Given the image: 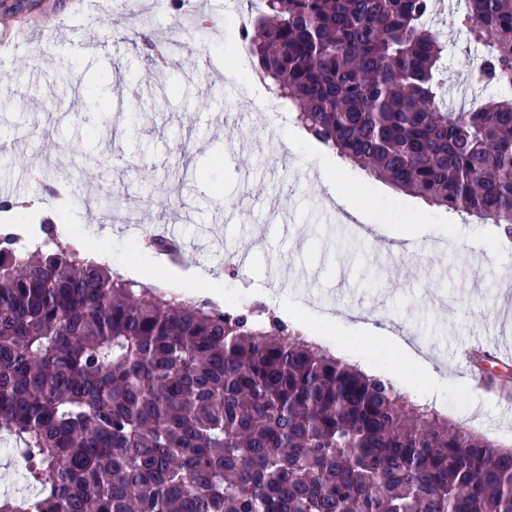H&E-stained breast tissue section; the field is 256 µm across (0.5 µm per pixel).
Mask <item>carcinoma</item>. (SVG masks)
Returning a JSON list of instances; mask_svg holds the SVG:
<instances>
[{
    "instance_id": "1",
    "label": "carcinoma",
    "mask_w": 512,
    "mask_h": 512,
    "mask_svg": "<svg viewBox=\"0 0 512 512\" xmlns=\"http://www.w3.org/2000/svg\"><path fill=\"white\" fill-rule=\"evenodd\" d=\"M433 0H264L242 44L318 143L512 237V98L439 107ZM512 89V0H465ZM133 43L155 53L147 25ZM0 233V420L33 497L0 512H512V449L407 401L288 324Z\"/></svg>"
}]
</instances>
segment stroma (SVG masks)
<instances>
[{
	"instance_id": "obj_1",
	"label": "stroma",
	"mask_w": 512,
	"mask_h": 512,
	"mask_svg": "<svg viewBox=\"0 0 512 512\" xmlns=\"http://www.w3.org/2000/svg\"><path fill=\"white\" fill-rule=\"evenodd\" d=\"M14 2L0 0L8 36V56L0 62V138L10 151L0 184L27 174L18 198L43 216L52 213L46 185L88 197L99 183L110 184L123 210L146 199L151 220L181 215L186 248L180 261H170L142 236L97 222L95 207L71 210L57 227L60 239L74 240L77 225H94L106 241L107 263L127 277L141 279L151 268L168 290L218 303L227 289L259 282L244 301L298 324L342 360L366 369L379 358V376L398 370L394 385L414 403H426L430 376L440 374L446 385L439 410L450 423L512 448V369L490 362L488 387L458 383L470 367L467 346L501 332L512 340V251L495 226L394 191L344 161V196L365 207L381 233L371 240L341 237L351 222L327 201L318 176L332 151L307 137L293 150L268 141L270 116L285 104L252 106L239 86L224 81L226 50L237 38L225 20L248 12L249 0H205L209 18L224 26L207 47L178 29L169 11H154L157 38L183 43L161 74L132 43L138 16L129 0H107L93 10L75 0H37L19 13ZM435 28L446 48L444 90L466 94L462 63L481 47L452 13L441 14ZM63 58L72 63L76 84L54 82ZM172 81L184 94H169ZM470 92L486 100L500 89L480 85ZM87 93L108 109L74 122L75 98ZM133 102L142 111L130 123L126 110ZM239 128L246 137H236ZM398 234L435 244L433 259L393 255L386 245ZM241 252L249 263L230 276L229 260ZM286 263L299 277L279 296L268 272ZM345 306L423 339L435 361L422 367L389 338L324 321L328 309Z\"/></svg>"
}]
</instances>
